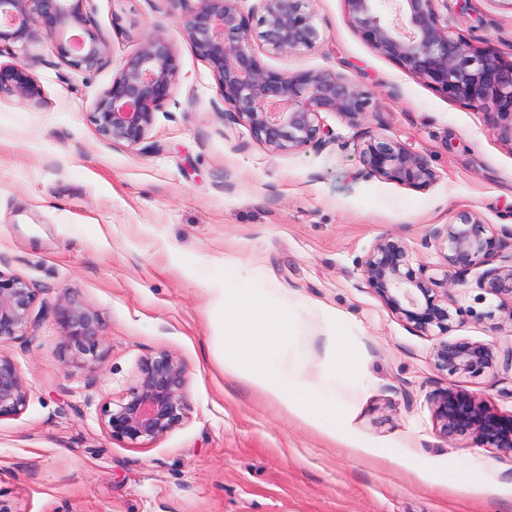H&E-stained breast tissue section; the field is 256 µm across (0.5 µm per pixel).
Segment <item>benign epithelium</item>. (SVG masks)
Segmentation results:
<instances>
[{
  "mask_svg": "<svg viewBox=\"0 0 512 512\" xmlns=\"http://www.w3.org/2000/svg\"><path fill=\"white\" fill-rule=\"evenodd\" d=\"M88 0H0V54L15 62L0 63V95L38 100L42 88L20 56L41 40L53 43L58 58L74 69L93 70L106 55V45L89 33ZM256 19L243 14L238 0H198L182 18L196 56L215 78L224 112L244 120L254 137L283 152L327 145L323 113L351 121L370 109V98L335 72H281L265 67L255 40L269 53L287 54L313 46L317 31L309 0H262ZM345 0L363 37L380 55L427 80L448 97L480 111H492L489 127L512 138V60L489 41L470 44L448 26V0ZM175 51L159 32L140 50L120 62L111 85L96 102L92 119L100 135L130 146L140 144L153 114L170 98L179 78ZM362 173L418 190L428 188L435 172L404 145L371 138L358 152ZM432 238L444 250L446 268L458 276L483 264L498 239L489 225L471 213L437 228ZM366 282L385 305L422 332H448L454 318L448 278L413 269L406 246L385 237L364 262ZM481 286L512 295V269H488ZM35 290L19 278L0 276V347L27 328ZM62 335L59 361L66 366L99 347L97 311L69 300L57 308ZM435 365L450 375L482 373L493 368V347L479 342H442ZM187 371L176 356L160 352L140 360L134 383L102 412L105 433L131 445L151 443L185 418ZM28 402V386L17 364L0 351V420L20 416ZM435 415L447 436L472 434L486 445L512 452V414L502 415L482 400L447 390L436 402Z\"/></svg>",
  "mask_w": 512,
  "mask_h": 512,
  "instance_id": "7a95c632",
  "label": "benign epithelium"
}]
</instances>
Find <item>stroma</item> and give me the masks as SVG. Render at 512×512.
Wrapping results in <instances>:
<instances>
[{"mask_svg": "<svg viewBox=\"0 0 512 512\" xmlns=\"http://www.w3.org/2000/svg\"><path fill=\"white\" fill-rule=\"evenodd\" d=\"M197 0H89L107 45L96 69H74L51 42L25 62L39 101L0 97V276L36 293L23 336L1 347L29 386L25 411L0 421V512H512V453L441 433L435 401L453 389L512 413V369L448 375L436 346L512 343V297L476 284L479 269L445 273L434 229L476 214L500 245L490 268H512V139L489 115L438 92L376 52L344 0H310L319 37L278 71H330L369 95L357 122L327 113L325 149L276 152L224 113L215 79L181 16ZM472 44L512 59V7L473 0L449 15ZM161 32L180 63L173 94L138 145L108 140L91 114L122 59ZM399 142L436 173L424 190L364 178L358 148ZM385 236L413 265L447 277L462 315L448 334L415 330L368 287L364 261ZM300 306L313 368L341 322L359 354L342 393L355 442L332 441L240 377L213 352L216 273ZM95 309L99 359L62 366L63 298ZM165 351L187 369L182 423L139 448L110 438L101 409L134 381L139 360ZM391 459L379 457V450ZM467 469L485 482L453 493Z\"/></svg>", "mask_w": 512, "mask_h": 512, "instance_id": "obj_1", "label": "stroma"}]
</instances>
